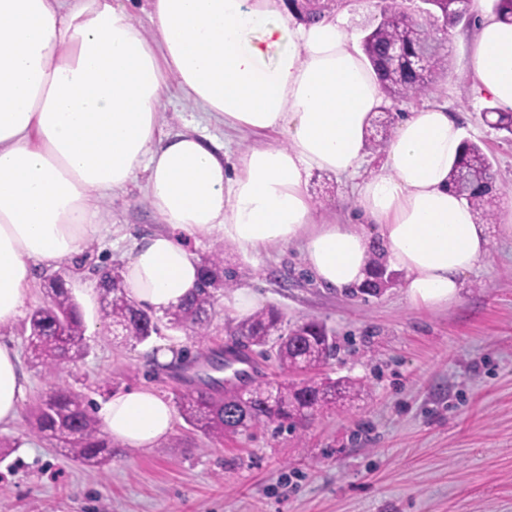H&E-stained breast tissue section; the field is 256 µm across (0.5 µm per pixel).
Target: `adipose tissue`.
<instances>
[{
	"instance_id": "ef3b65f1",
	"label": "adipose tissue",
	"mask_w": 512,
	"mask_h": 512,
	"mask_svg": "<svg viewBox=\"0 0 512 512\" xmlns=\"http://www.w3.org/2000/svg\"><path fill=\"white\" fill-rule=\"evenodd\" d=\"M274 2L147 0L148 36L119 0H0V333L23 318L36 266L99 233L95 199L142 174L167 230L136 244L122 276L127 297L154 312L196 288L200 266L184 241L202 234L246 253L299 244L330 290L361 284L377 251L405 272L413 305L456 298L489 254L486 225L448 189L463 141L456 119L437 102L400 117L380 170L362 173L381 83L340 19L307 23ZM469 69L482 94L512 109V23L479 12ZM173 83L225 126L280 129L287 145L249 149L230 170L206 138L159 141ZM316 171L354 179V218L317 220L306 190ZM26 390L0 341V425L16 419ZM97 419L132 448L157 447L174 427L149 388L112 395Z\"/></svg>"
}]
</instances>
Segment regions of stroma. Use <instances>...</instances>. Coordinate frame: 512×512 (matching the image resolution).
<instances>
[{
	"mask_svg": "<svg viewBox=\"0 0 512 512\" xmlns=\"http://www.w3.org/2000/svg\"><path fill=\"white\" fill-rule=\"evenodd\" d=\"M382 0H343L337 14L355 40L381 20ZM474 25L443 36L447 75L426 93L385 100L390 122L424 104H447L491 158L496 181L512 192V140L490 128L467 68ZM204 135L225 147L228 160L248 149L284 143L281 131L260 135L224 127L170 86L158 115V135ZM308 192L318 218L351 211V184L313 173ZM98 236L58 265L42 267L26 310L45 305L47 278H79L95 287L97 269L124 267L137 241L166 231L142 186L96 204ZM489 255L469 273L454 302L425 309L405 295V275L380 296L322 288L308 272L298 244L242 252L217 235L188 243L196 261L225 247L224 267L237 288L258 296L257 309L277 308L289 323L314 320L331 332L336 352L320 374L350 377L364 398L325 411L295 434L278 423L225 434L213 443L176 419L155 448L114 446L95 470L67 459L45 439H28L23 424L51 383L81 392L91 409L112 394L153 388L166 400L205 375V359L231 344L238 315L216 300L205 340L161 330L145 343H117L103 317L85 332L88 354L66 365L55 381L26 367L29 389L16 420L0 438L19 446L0 462V506L6 512H512V235L489 229ZM167 347L173 363L157 362Z\"/></svg>",
	"mask_w": 512,
	"mask_h": 512,
	"instance_id": "35a3bbf8",
	"label": "stroma"
}]
</instances>
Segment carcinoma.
Wrapping results in <instances>:
<instances>
[{"instance_id":"1","label":"carcinoma","mask_w":512,"mask_h":512,"mask_svg":"<svg viewBox=\"0 0 512 512\" xmlns=\"http://www.w3.org/2000/svg\"><path fill=\"white\" fill-rule=\"evenodd\" d=\"M423 13L430 25L453 27L466 20L456 12L452 0H422ZM401 40L407 54L414 55L422 42L435 48L425 69L417 73L403 65L396 66L386 55L385 45L391 39ZM363 53L391 99L421 94L442 73L445 58L441 43L433 32L416 22L406 11L403 0H388L382 9L380 23L362 38ZM493 116L489 126L512 137V112L489 108ZM479 164L482 180L466 189L458 187V171L463 166ZM448 186L469 204L477 223L491 224L493 203L501 194L492 169L491 159L475 142L465 140L460 154L448 173ZM200 287L165 311L161 324L130 300L122 286L121 273L103 283L101 312L108 321L123 327L126 343H144L161 327L185 330L203 341L208 336L210 312L214 310L216 292L232 289L235 280L224 269V248H217L201 265ZM369 275L363 283L367 294L380 295L391 286L383 277L385 265L380 254L373 253L368 263ZM48 301L33 309L27 318L26 352L31 363L46 377L55 376L64 365L85 355L84 323L80 309L64 283L56 280L46 285ZM233 335L238 338L233 350L244 352L251 347H264L276 337V359L279 365L303 378L275 383V400L269 403V383L258 381L247 392L226 389L217 392L205 383L179 393L175 403L184 421L213 442H223L224 433L248 431L271 422L285 424L296 432L315 412L344 407L365 394L362 383L341 378H320L313 371L326 364L336 351V344L325 325L306 321L284 324L283 315L274 308L261 310L236 323ZM27 434L56 442L68 457L92 469H103L112 457V438L100 428L89 410L83 394L67 387L53 389L32 411Z\"/></svg>"}]
</instances>
